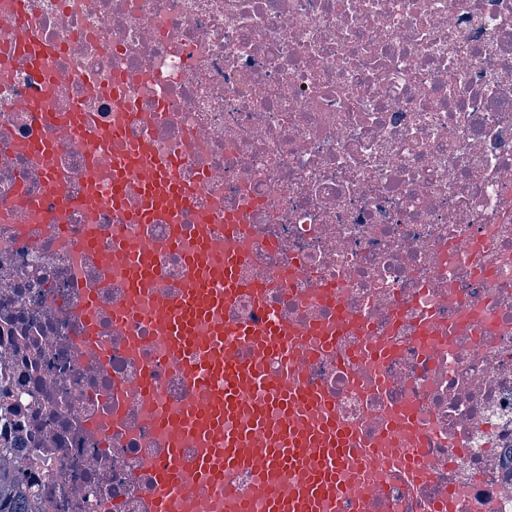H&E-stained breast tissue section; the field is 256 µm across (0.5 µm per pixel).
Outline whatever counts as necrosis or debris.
Masks as SVG:
<instances>
[{
	"label": "necrosis or debris",
	"instance_id": "4bbe7bcc",
	"mask_svg": "<svg viewBox=\"0 0 512 512\" xmlns=\"http://www.w3.org/2000/svg\"><path fill=\"white\" fill-rule=\"evenodd\" d=\"M15 2L0 0V456L31 512H143L159 441L131 385L148 372L159 406L185 399L144 317L100 316V365L76 316L99 278L86 232L109 249L169 225L43 198L50 167L82 192L86 143L45 163L16 148L54 136L31 96L81 100L107 127L125 120L113 87L147 117L127 142L183 156L199 187L184 245L205 213L282 317L332 333L337 307L356 316L352 365L326 354L307 374L366 436L411 409L368 484L396 512H512V0H27L59 49L53 85L13 49Z\"/></svg>",
	"mask_w": 512,
	"mask_h": 512
}]
</instances>
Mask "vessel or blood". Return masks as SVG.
Masks as SVG:
<instances>
[{
  "label": "vessel or blood",
  "instance_id": "b4317fda",
  "mask_svg": "<svg viewBox=\"0 0 512 512\" xmlns=\"http://www.w3.org/2000/svg\"><path fill=\"white\" fill-rule=\"evenodd\" d=\"M11 28L29 68L43 83L58 82V74L46 68L56 46L33 40L22 22L12 21ZM26 109L72 140L83 138L90 123L76 101L55 114L44 112L34 97ZM124 140V127L115 126L89 151L86 187L75 206L123 209L129 223L175 228L194 208L196 188L177 177L179 160H155L149 141L113 154V144ZM80 247L101 271L100 287H107L112 267L124 268L123 294L111 309L114 326L147 312L155 333L166 337L168 360L188 390L178 411L153 419L163 449L150 512H169L173 490L183 512H210L198 487L223 488L226 476L240 470L251 472L253 482L246 494L227 493V512H392L383 489H367L351 503L347 487L365 468L386 462L395 434L410 425V410H397L369 448H361L358 436L337 420L331 396L309 384L305 365L311 353L299 328L267 306L264 285L244 277L242 254L217 238L210 224L199 222L196 248L185 256L182 284L174 289L163 285L159 255L180 249L175 231L161 243L124 242L109 252L88 235ZM242 293L256 300L261 319L213 320L215 311ZM271 358L280 361L281 373L266 370Z\"/></svg>",
  "mask_w": 512,
  "mask_h": 512
}]
</instances>
